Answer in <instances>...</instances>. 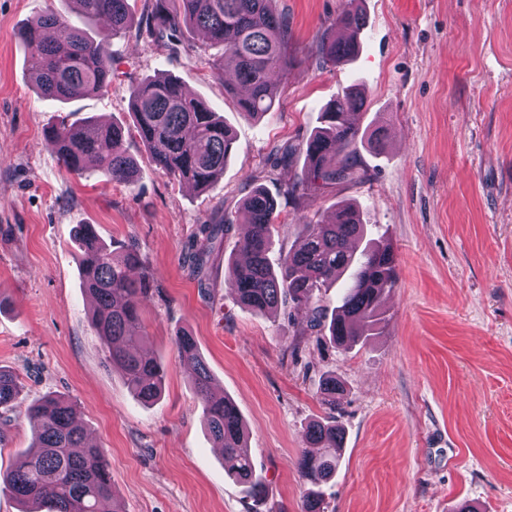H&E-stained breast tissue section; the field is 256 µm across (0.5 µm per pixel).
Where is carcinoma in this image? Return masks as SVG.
Listing matches in <instances>:
<instances>
[{
  "mask_svg": "<svg viewBox=\"0 0 512 512\" xmlns=\"http://www.w3.org/2000/svg\"><path fill=\"white\" fill-rule=\"evenodd\" d=\"M87 19L104 20L107 32L94 40L64 16L47 11L23 32L31 56L40 60L32 82L42 96L66 101L101 91L112 82L115 62L109 52L110 37L125 30L133 14L129 0H72ZM141 31L155 43L178 45L186 33L203 32L214 45L224 46V64L233 68L236 86L228 89L239 112L259 119L275 106L277 81L288 70V17L273 8V0H145ZM365 25L363 13L348 6L336 18L339 31L321 43L329 61L353 57L357 36ZM136 133L159 170L200 190L212 186L224 174L234 137L201 98L186 95L181 83L170 76L143 81L132 90ZM362 107L359 94L347 89L321 113L322 126L301 145L282 144L275 160L286 164L297 152L305 156L307 176L285 189L297 199L308 181L334 185L359 178L350 159L336 160L339 147L354 142L359 129L349 116ZM46 137L55 146L61 166L69 173L82 171L92 160L111 181H134L137 164L118 149L125 137L119 125L64 122ZM248 228L239 241L244 261L227 262V270L240 304L255 313H267L292 304L305 314L310 326L326 327L338 347H346L369 335L383 294L394 284L395 257L387 246L368 247L355 257L353 243L364 234L360 214L350 204L338 205L331 219L299 224L300 244L288 251L278 268L268 254L273 244L276 200L265 188L252 187L242 203ZM234 220L201 224L189 246V261L200 277L217 242L229 234ZM79 265L83 285L94 301L91 325L103 342L106 359L118 369L137 398L149 403L162 392L165 368L147 353L138 331L139 310L153 278L135 244L117 256L101 239L97 225L82 224L78 231ZM349 281L331 314L318 305L322 288ZM183 364L191 368L195 391L216 447L222 449L224 471L245 495L258 502L265 496L264 483L256 476L246 446V428L236 403L212 391V378L195 338L176 336ZM22 385L18 376L0 369V413L19 406ZM75 408L62 397H48L28 408L32 422V446L17 466L0 481L20 503L46 506L47 512H99L100 504L114 496L108 465L101 449L87 441L76 421ZM305 438L312 448H339L343 432L335 425H310ZM299 467L316 489L307 492L302 512H327L319 487L336 474L338 459L304 452Z\"/></svg>",
  "mask_w": 512,
  "mask_h": 512,
  "instance_id": "1",
  "label": "carcinoma"
}]
</instances>
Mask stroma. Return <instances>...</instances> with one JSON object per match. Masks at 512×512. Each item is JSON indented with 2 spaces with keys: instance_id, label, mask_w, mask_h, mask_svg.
Wrapping results in <instances>:
<instances>
[{
  "instance_id": "obj_1",
  "label": "stroma",
  "mask_w": 512,
  "mask_h": 512,
  "mask_svg": "<svg viewBox=\"0 0 512 512\" xmlns=\"http://www.w3.org/2000/svg\"><path fill=\"white\" fill-rule=\"evenodd\" d=\"M348 0H276L291 28L293 61L278 104L240 115L213 64L223 48L193 34V55L148 41L138 27L111 37L117 73L104 91L67 102L38 94L22 32L47 10L78 22L72 0H0V368L23 391L4 435L0 470L31 443L30 404L73 402L103 448L121 512H302L298 460L317 419L345 431L340 466L323 487L328 512H512V0H359L366 24L349 62L320 45ZM179 79L234 131L223 177L199 191L157 171L135 133L134 86ZM358 86L361 134L382 128V151L342 147L358 180L284 190L303 155L275 162L276 146L304 142L338 93ZM116 123L138 161L134 183L97 168L75 176L44 139L60 119ZM278 201L269 254L279 264L296 225L356 203L373 240L390 245L396 279L372 336L337 348L287 310L242 307L224 262L240 237L217 244L200 287L183 265L199 225L243 220L251 185ZM95 224L114 251L135 244L154 271L141 306L147 351L166 369L159 400L141 404L105 359L90 324L74 234ZM189 331L247 424V447L265 485L254 502L227 479L192 375L175 337ZM345 385L335 405L326 377Z\"/></svg>"
}]
</instances>
